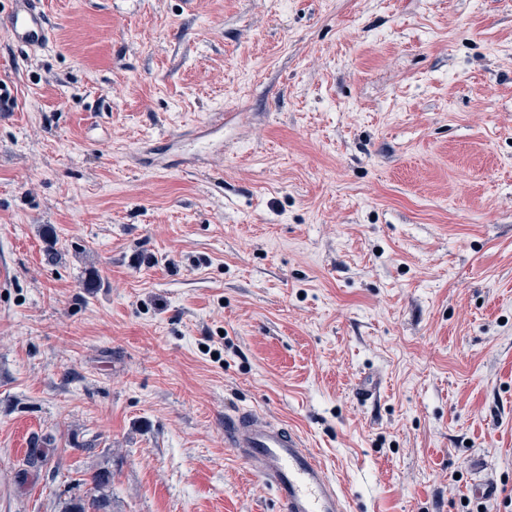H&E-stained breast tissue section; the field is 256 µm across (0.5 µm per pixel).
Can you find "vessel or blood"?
Masks as SVG:
<instances>
[{
	"instance_id": "1",
	"label": "vessel or blood",
	"mask_w": 512,
	"mask_h": 512,
	"mask_svg": "<svg viewBox=\"0 0 512 512\" xmlns=\"http://www.w3.org/2000/svg\"><path fill=\"white\" fill-rule=\"evenodd\" d=\"M7 25L19 46L39 47L49 39L43 12L28 0L9 13ZM224 445L275 491L279 512H348L346 498L327 466L294 430L264 413L252 409L225 413Z\"/></svg>"
}]
</instances>
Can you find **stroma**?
I'll return each mask as SVG.
<instances>
[{"label":"stroma","instance_id":"35a3bbf8","mask_svg":"<svg viewBox=\"0 0 512 512\" xmlns=\"http://www.w3.org/2000/svg\"><path fill=\"white\" fill-rule=\"evenodd\" d=\"M39 7L44 46L0 23V512H277L236 407L349 512H503L512 0ZM224 445L272 488L278 512H347L327 466L283 423L252 409L224 412Z\"/></svg>","mask_w":512,"mask_h":512}]
</instances>
